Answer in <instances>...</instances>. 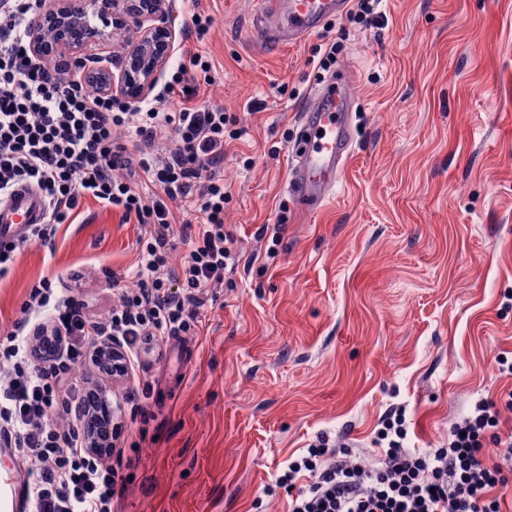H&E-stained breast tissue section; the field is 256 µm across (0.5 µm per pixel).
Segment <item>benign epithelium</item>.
Wrapping results in <instances>:
<instances>
[{"label":"benign epithelium","mask_w":512,"mask_h":512,"mask_svg":"<svg viewBox=\"0 0 512 512\" xmlns=\"http://www.w3.org/2000/svg\"><path fill=\"white\" fill-rule=\"evenodd\" d=\"M171 11V0H42L31 29L32 51L103 94L137 101L153 90L171 56ZM131 29L136 37L119 61L103 54L115 36ZM110 422L105 411L85 428L97 439Z\"/></svg>","instance_id":"7a95c632"}]
</instances>
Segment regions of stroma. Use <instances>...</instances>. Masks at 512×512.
Wrapping results in <instances>:
<instances>
[{"label":"stroma","instance_id":"obj_1","mask_svg":"<svg viewBox=\"0 0 512 512\" xmlns=\"http://www.w3.org/2000/svg\"><path fill=\"white\" fill-rule=\"evenodd\" d=\"M380 22L347 14L300 43L258 49V0H172L176 40L207 57L197 102L246 129L224 158V229L235 267L211 289L196 335L166 337L161 359L139 358L105 381L92 365L79 386L105 384L124 402L187 359L167 402L150 399L123 512H288L268 495L288 458L324 435L372 461L373 431L405 407L407 444L448 441L481 397L512 389L495 358L512 353V0H382ZM207 13L209 38L188 36ZM337 44L336 61L319 66ZM342 72L358 101L355 150L321 210L284 189L291 145L312 88ZM285 222L279 239L260 235ZM140 224L85 201L52 244L17 251L0 278V335L40 279L103 314L135 285Z\"/></svg>","mask_w":512,"mask_h":512}]
</instances>
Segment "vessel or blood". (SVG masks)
Listing matches in <instances>:
<instances>
[{
    "instance_id": "obj_1",
    "label": "vessel or blood",
    "mask_w": 512,
    "mask_h": 512,
    "mask_svg": "<svg viewBox=\"0 0 512 512\" xmlns=\"http://www.w3.org/2000/svg\"><path fill=\"white\" fill-rule=\"evenodd\" d=\"M349 0H263L264 45L281 47L319 31L342 13ZM350 76L318 88L314 104L301 118L300 143L291 158L286 189L306 210L322 208L331 198L354 149L350 108L353 97ZM47 203L35 187L21 185L0 197V246L28 237L34 225L43 223Z\"/></svg>"
}]
</instances>
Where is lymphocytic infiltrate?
I'll return each mask as SVG.
<instances>
[{
	"instance_id": "lymphocytic-infiltrate-1",
	"label": "lymphocytic infiltrate",
	"mask_w": 512,
	"mask_h": 512,
	"mask_svg": "<svg viewBox=\"0 0 512 512\" xmlns=\"http://www.w3.org/2000/svg\"><path fill=\"white\" fill-rule=\"evenodd\" d=\"M39 5L0 0V196L22 183L42 192L47 216L32 228L33 242L50 240L86 197L150 230L139 241L136 288L103 320L74 298L54 300L50 280L30 289L23 319L0 338V358L10 364L0 383V452L18 463L28 512H117L138 460L120 452L104 462L88 452L83 424L99 393L79 387L73 370L82 363L102 368L115 349L128 368L160 338L195 330L205 294L223 283L234 261L219 170L227 142L244 130L230 127L223 108L197 104L190 70L209 69L199 53L167 84L170 112L130 107L38 62L28 22ZM160 127L173 131L175 145L156 161L150 150ZM120 129L135 138L136 149L119 142ZM175 206L190 213L178 226L171 222ZM182 244L187 254L172 263ZM505 409L512 410V390L477 400L450 427L446 447L420 452L407 448L405 410L393 407L376 432V463L346 448L333 453L322 436L288 460L275 485L290 487L307 473L309 483L289 512H502L498 491L512 472V433L498 430ZM57 416L69 417V425L54 424ZM489 452L498 465L486 464Z\"/></svg>"
}]
</instances>
